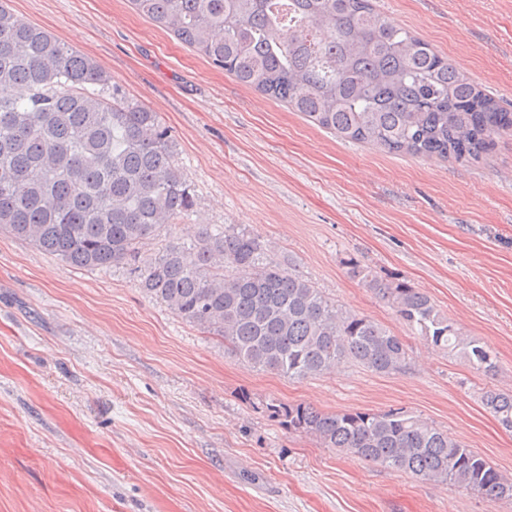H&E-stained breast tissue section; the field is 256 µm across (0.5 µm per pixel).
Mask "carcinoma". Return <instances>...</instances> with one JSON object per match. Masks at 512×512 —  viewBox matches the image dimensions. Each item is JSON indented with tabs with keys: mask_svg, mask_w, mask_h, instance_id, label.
Here are the masks:
<instances>
[{
	"mask_svg": "<svg viewBox=\"0 0 512 512\" xmlns=\"http://www.w3.org/2000/svg\"><path fill=\"white\" fill-rule=\"evenodd\" d=\"M131 3L238 83L345 141L469 161L512 132V112L369 0ZM89 85H110L112 96L90 93ZM192 205L158 113L120 96L91 57L0 0V234L75 267L130 266L147 294L261 370L305 379L346 360L379 374L406 367L400 337L328 300L293 262L269 257L260 236L238 224L205 230L189 244L173 241L140 266L139 245ZM350 273L433 346L479 372L494 370L493 352L463 336L430 298L357 264ZM483 400L512 430V394L488 390ZM268 409L324 448L489 502L512 499V478L404 410Z\"/></svg>",
	"mask_w": 512,
	"mask_h": 512,
	"instance_id": "1",
	"label": "carcinoma"
}]
</instances>
